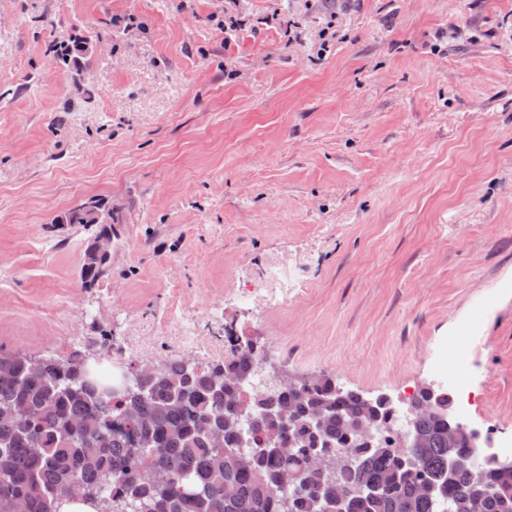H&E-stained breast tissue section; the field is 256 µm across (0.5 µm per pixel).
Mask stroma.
<instances>
[{
	"label": "stroma",
	"mask_w": 512,
	"mask_h": 512,
	"mask_svg": "<svg viewBox=\"0 0 512 512\" xmlns=\"http://www.w3.org/2000/svg\"><path fill=\"white\" fill-rule=\"evenodd\" d=\"M93 196L94 282L55 221ZM274 260L287 299L241 302ZM233 335L397 402L460 341L462 421L512 445V0H0V353L207 364ZM111 203L106 202L105 206L92 208L93 222L85 210L83 203L64 212L63 216L66 224H86L89 227H97L98 231L89 241L85 250L82 273L86 278L100 277L104 275L112 264V221L110 212ZM57 217L59 223L60 217ZM60 224V223H59Z\"/></svg>",
	"instance_id": "obj_1"
}]
</instances>
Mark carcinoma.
Listing matches in <instances>:
<instances>
[{
    "mask_svg": "<svg viewBox=\"0 0 512 512\" xmlns=\"http://www.w3.org/2000/svg\"><path fill=\"white\" fill-rule=\"evenodd\" d=\"M235 356L187 368L178 361L147 378L112 403L95 402L96 384L87 380L83 355L65 361L45 359L29 371L20 362L0 372V408L18 418L0 419V512L20 501L27 512H60L58 505L75 501L95 512H129L143 504L147 512H313L317 495L336 497L335 512H512V471L485 459L479 467L451 468L448 454L476 458L467 434L448 448V399L437 401L431 390H419L407 449L413 464L404 462L394 440L358 441L355 423L382 428L396 416L384 402L367 401L325 376L304 382L301 394L290 389L257 390L254 379L264 350L232 338ZM246 409L243 425L237 406ZM131 410L129 424L137 441L126 444L112 433L114 419ZM323 412L319 423L311 415ZM224 425V447L235 448L246 432L256 441L282 442L276 453L244 449L217 468L220 449L204 427ZM347 448L352 463L327 483L312 466L311 455H334ZM295 485L283 488L285 474ZM439 493L430 497L422 486ZM376 490V495L369 494Z\"/></svg>",
    "mask_w": 512,
    "mask_h": 512,
    "instance_id": "cac0c4a2",
    "label": "carcinoma"
}]
</instances>
